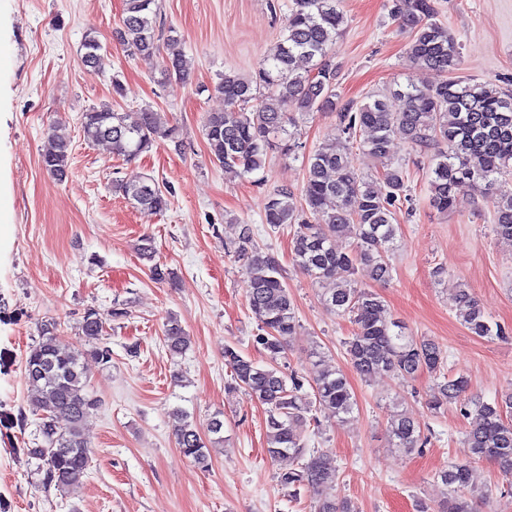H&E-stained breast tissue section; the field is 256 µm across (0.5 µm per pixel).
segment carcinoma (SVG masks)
<instances>
[{
    "mask_svg": "<svg viewBox=\"0 0 512 512\" xmlns=\"http://www.w3.org/2000/svg\"><path fill=\"white\" fill-rule=\"evenodd\" d=\"M156 0H124L120 39L129 55H153L159 51ZM400 28L410 32L409 54L424 69L442 73L459 64L460 47L448 27L436 20L433 0H408V9H390ZM345 15L337 0H292L287 26L255 74L242 77L225 73L215 89L224 96L225 109L212 112L205 122V136L212 159L228 170L253 173L264 167L274 150L291 151V129L297 116L314 111L337 112L348 134L358 139L363 153L381 165L375 186L358 173L345 153L334 147L315 151L307 159L306 178L297 195L288 187L270 193L263 207L265 223L274 228H293L292 255L296 266L315 282L332 281L326 298L329 308L349 317L354 328L345 341L353 371L363 380L379 372L411 380L419 373L440 370L443 355L434 340L409 336L388 313L383 297L363 288L353 279L363 267L379 283L391 278L390 253L399 225L393 223L396 209L411 201L405 172L392 163L393 136L400 134L410 147L432 152L429 170V201L441 213L456 209L461 196L478 194L493 209V231L512 242V191L504 189L512 178V93L490 82L472 83L458 78L420 85L408 80L394 90L392 98L374 99L361 105L336 102V64L331 49L341 35ZM82 63L99 64L103 45L93 34L85 36ZM163 60L166 79L183 80L190 71L177 38L167 42ZM312 63L301 70L296 61ZM83 139L112 145V151L127 162L161 142H174L178 129L163 123L149 108L131 119L110 104L92 108L80 116ZM49 148L41 165L54 177L66 176L70 161V137L66 125L49 124ZM114 189L136 208L163 212L168 195L158 182L142 176L117 180ZM352 239L346 251L336 250V238ZM234 253L244 261L247 303L259 332L254 343L266 353L263 366L234 346L224 347L230 368L229 389H244L265 407L268 455L288 461L277 482L295 497L306 488L318 496L317 512H353L347 501H336L328 490L336 485L337 471L317 451L307 448L299 429L307 422L320 425V418L344 419L354 411V396L345 376L326 363L316 370L310 384L279 366L285 358L288 336L297 330L295 305L283 280L279 260L261 252L253 241L250 225L244 224ZM456 303L462 324L478 337H500L504 329L491 321L467 288H460ZM115 308L103 315L88 309L79 330L91 347L68 351L56 343L55 324L41 327L38 340L27 351L24 378L35 390L32 407L35 433L29 454L39 461L45 490L68 493L83 483L91 464V450L84 434L87 420L100 400L88 390L84 361L91 357L102 365L112 361V351L100 342L106 333V317L123 316ZM191 339L180 321L169 316L163 328V346L181 354ZM468 380L462 376L440 381L428 405L439 410L457 404L464 416L476 423L462 441L463 460L440 471L437 478L450 489L439 512H475L464 497L469 485V463L489 459L500 473L512 477V393L491 402L465 398ZM222 413H216L205 438L182 410L172 413L177 447L203 471L209 469L211 448L222 442ZM393 447L413 453L427 439L412 414H394L388 421Z\"/></svg>",
    "mask_w": 512,
    "mask_h": 512,
    "instance_id": "obj_1",
    "label": "carcinoma"
}]
</instances>
